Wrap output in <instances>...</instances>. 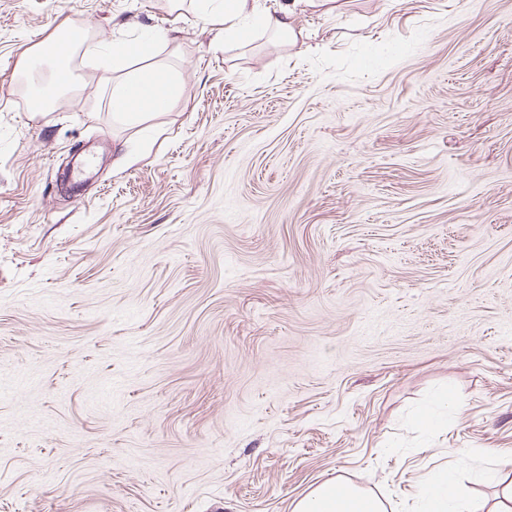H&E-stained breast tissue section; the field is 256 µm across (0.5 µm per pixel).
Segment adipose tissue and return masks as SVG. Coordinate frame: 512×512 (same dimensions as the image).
Wrapping results in <instances>:
<instances>
[{"instance_id":"1","label":"adipose tissue","mask_w":512,"mask_h":512,"mask_svg":"<svg viewBox=\"0 0 512 512\" xmlns=\"http://www.w3.org/2000/svg\"><path fill=\"white\" fill-rule=\"evenodd\" d=\"M338 0H196L195 14L203 26L223 31L225 40H233L244 25L255 24L275 37L296 42L299 34L294 20L298 8L334 13ZM152 49L147 45L114 47L112 60L122 64L138 58L139 66L123 75L112 86V108L115 117L130 121L145 120L168 111L179 93L174 73L149 64ZM453 473L431 474L421 485V512H482L481 504L455 493ZM293 512H386L383 501L375 494L346 484L340 479L328 480L298 500Z\"/></svg>"}]
</instances>
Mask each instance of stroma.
Wrapping results in <instances>:
<instances>
[{
  "mask_svg": "<svg viewBox=\"0 0 512 512\" xmlns=\"http://www.w3.org/2000/svg\"><path fill=\"white\" fill-rule=\"evenodd\" d=\"M172 26L17 99L60 21ZM291 45L168 0H0V512H292L336 477L409 512L512 481V0H344ZM39 60L46 78L66 64ZM179 93L174 73L150 63L135 67L112 85L113 115L121 120H146L166 112ZM451 472L431 474L422 482L419 502L422 512H482V505L455 494Z\"/></svg>",
  "mask_w": 512,
  "mask_h": 512,
  "instance_id": "obj_1",
  "label": "stroma"
}]
</instances>
